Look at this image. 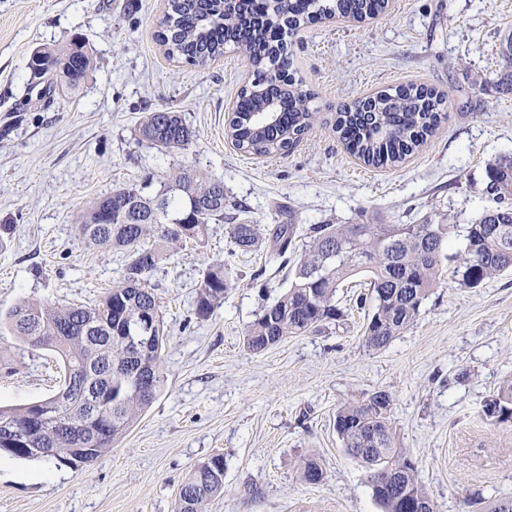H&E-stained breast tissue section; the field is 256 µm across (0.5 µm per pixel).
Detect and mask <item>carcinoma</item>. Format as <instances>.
Wrapping results in <instances>:
<instances>
[{
    "label": "carcinoma",
    "mask_w": 512,
    "mask_h": 512,
    "mask_svg": "<svg viewBox=\"0 0 512 512\" xmlns=\"http://www.w3.org/2000/svg\"><path fill=\"white\" fill-rule=\"evenodd\" d=\"M260 28L241 30L239 8L222 0H168L159 42L170 59L205 67L224 55L231 43L251 70L239 92L227 127L234 146L248 154L288 152L314 124L312 94L295 77L285 36L322 19L361 22L379 14L385 0H250ZM504 62L496 86L512 92V31L498 42ZM37 77L51 72L61 87L79 86L93 69L86 44L73 39L62 49L39 48L30 58ZM443 97L422 85H400L346 106L336 123L346 148L377 168L400 166L432 136L441 120ZM138 140L159 149L187 148L195 131L181 113L156 109L144 113ZM485 192L493 206L463 227L457 255L462 265L446 271L453 247L450 224H274L265 229L247 210L224 195V181L193 168H181L150 190L148 179L122 186L98 198L79 216L77 240L89 251H114L125 257L116 286L95 304L59 307L24 300L0 316L5 328L33 350L54 352L62 362L59 391L22 407L0 405V452L29 460L31 453L9 450L7 431L30 423L34 447L49 448L46 460L89 467L134 425L165 387L162 350L166 336L153 273L176 247L205 243L213 224L227 223L230 245L240 252L265 248L279 258L294 239L302 254L288 271V288L264 306L247 326L243 342L261 353L290 336H301L341 318L336 292L342 282L363 273L375 308L364 343L383 350L410 326L424 301L448 274L464 288L512 269V157L486 167ZM235 273L214 262L195 283L193 313L209 319L224 304ZM385 390L347 403L336 411L335 428L353 457L369 470L380 512H404L412 502H433L419 480L412 457L396 447ZM487 416L512 423V381L505 382L484 406ZM388 471L400 479L386 481ZM302 481L323 480L321 460L302 461ZM224 493V456L199 463L180 488L179 512H205L207 501Z\"/></svg>",
    "instance_id": "cac0c4a2"
}]
</instances>
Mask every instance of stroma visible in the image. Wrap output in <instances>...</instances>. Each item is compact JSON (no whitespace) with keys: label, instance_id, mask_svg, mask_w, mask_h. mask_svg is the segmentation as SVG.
Instances as JSON below:
<instances>
[{"label":"stroma","instance_id":"stroma-1","mask_svg":"<svg viewBox=\"0 0 512 512\" xmlns=\"http://www.w3.org/2000/svg\"><path fill=\"white\" fill-rule=\"evenodd\" d=\"M166 0H0V313L20 301L89 305L115 286L120 254L78 246V216L97 197L144 176L191 167L222 179L228 197L261 224H467L490 201V160L512 155V93L495 87L500 36L512 0H389L363 23L322 20L288 39L299 77L315 94L313 129L284 155L237 150L228 117L250 74L226 50L198 68L168 60L157 34ZM82 38L93 69L80 87L38 101L32 52ZM482 75L483 88L472 84ZM444 98L445 117L395 169L351 156L336 134L340 109L400 84ZM180 112L196 132L165 151L133 133L144 112ZM239 275L223 306L192 321L194 285L211 262ZM267 252L232 251L222 224L205 246L179 249L154 272L169 336L166 384L126 436L91 467L0 457V512H176L198 463L224 457V493L208 512H379L368 473L334 427L341 405L384 390L400 447L416 460L437 512H483L512 495V425L484 413L512 379V271L463 288L444 279L389 347L363 341L371 306L355 303L367 278L339 290L338 321L261 353L243 344L262 305L287 286ZM55 353L0 334V403L55 393ZM317 455L324 478L301 481Z\"/></svg>","mask_w":512,"mask_h":512}]
</instances>
